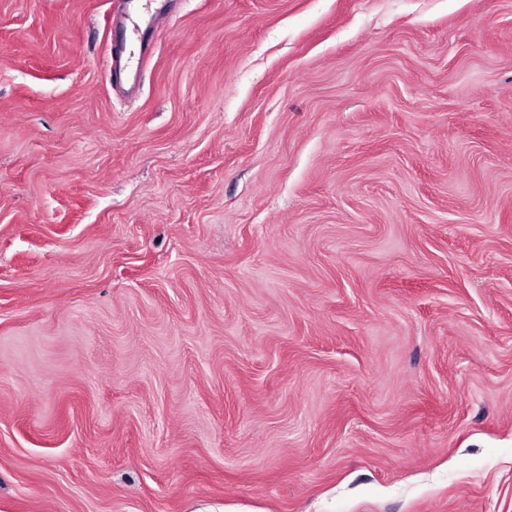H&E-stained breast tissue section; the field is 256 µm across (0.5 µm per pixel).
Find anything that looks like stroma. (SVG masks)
Here are the masks:
<instances>
[{"label": "stroma", "mask_w": 512, "mask_h": 512, "mask_svg": "<svg viewBox=\"0 0 512 512\" xmlns=\"http://www.w3.org/2000/svg\"><path fill=\"white\" fill-rule=\"evenodd\" d=\"M200 501L512 512V0H0V512Z\"/></svg>", "instance_id": "35a3bbf8"}]
</instances>
